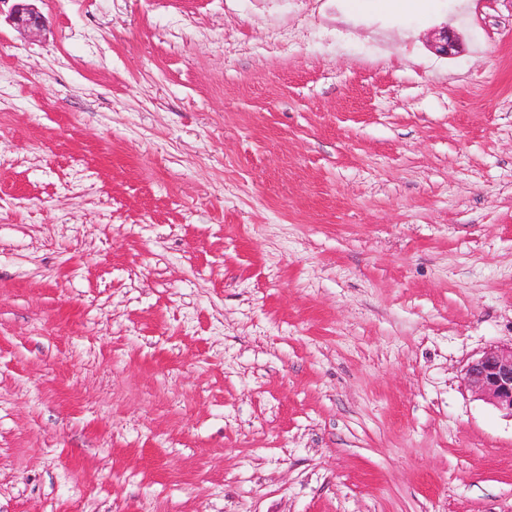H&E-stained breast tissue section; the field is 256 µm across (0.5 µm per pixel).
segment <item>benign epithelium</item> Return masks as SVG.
Returning <instances> with one entry per match:
<instances>
[{
    "instance_id": "benign-epithelium-1",
    "label": "benign epithelium",
    "mask_w": 512,
    "mask_h": 512,
    "mask_svg": "<svg viewBox=\"0 0 512 512\" xmlns=\"http://www.w3.org/2000/svg\"><path fill=\"white\" fill-rule=\"evenodd\" d=\"M12 20L31 32L41 31L46 23L29 0H14ZM465 378L475 397L512 418V346L484 351L468 364Z\"/></svg>"
}]
</instances>
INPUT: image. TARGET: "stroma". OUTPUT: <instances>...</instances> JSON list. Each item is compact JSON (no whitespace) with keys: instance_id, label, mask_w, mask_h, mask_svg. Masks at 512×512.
I'll use <instances>...</instances> for the list:
<instances>
[{"instance_id":"1","label":"stroma","mask_w":512,"mask_h":512,"mask_svg":"<svg viewBox=\"0 0 512 512\" xmlns=\"http://www.w3.org/2000/svg\"><path fill=\"white\" fill-rule=\"evenodd\" d=\"M36 6L0 0V512H512L465 382L512 345V0ZM15 4L12 8V20L18 27L31 32H39L45 27L46 20L29 1L35 0H11Z\"/></svg>"}]
</instances>
